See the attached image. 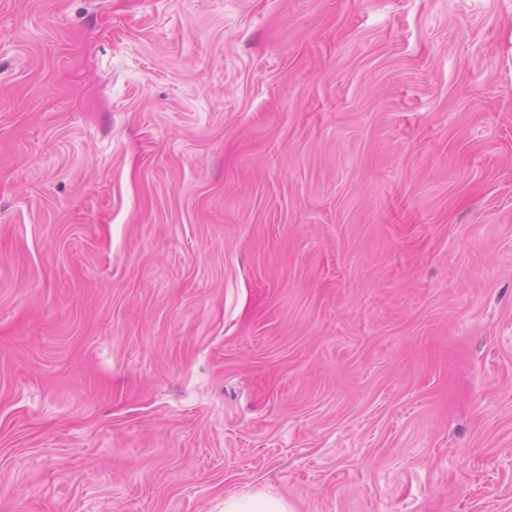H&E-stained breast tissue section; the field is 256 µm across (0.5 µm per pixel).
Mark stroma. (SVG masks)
Wrapping results in <instances>:
<instances>
[{"label":"stroma","mask_w":512,"mask_h":512,"mask_svg":"<svg viewBox=\"0 0 512 512\" xmlns=\"http://www.w3.org/2000/svg\"><path fill=\"white\" fill-rule=\"evenodd\" d=\"M512 512V0H0V512ZM224 512H290L282 497L259 492L248 497L231 495L224 499Z\"/></svg>","instance_id":"1"}]
</instances>
